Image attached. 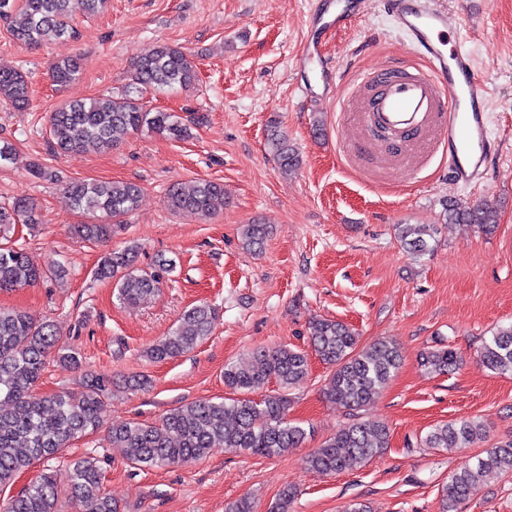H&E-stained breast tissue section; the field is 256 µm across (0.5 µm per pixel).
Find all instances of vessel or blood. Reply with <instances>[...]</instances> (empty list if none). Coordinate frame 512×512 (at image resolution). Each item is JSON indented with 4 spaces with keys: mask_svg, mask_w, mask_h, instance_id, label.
<instances>
[{
    "mask_svg": "<svg viewBox=\"0 0 512 512\" xmlns=\"http://www.w3.org/2000/svg\"><path fill=\"white\" fill-rule=\"evenodd\" d=\"M432 0H385L410 46L425 66L391 62L363 77L375 92L360 109L366 124L394 133V154L407 151L417 136L432 132L433 148L448 157L451 180L462 187L480 185L497 152L488 135V84L472 55L445 38V14Z\"/></svg>",
    "mask_w": 512,
    "mask_h": 512,
    "instance_id": "1",
    "label": "vessel or blood"
}]
</instances>
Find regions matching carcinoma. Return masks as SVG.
<instances>
[{
  "label": "carcinoma",
  "mask_w": 512,
  "mask_h": 512,
  "mask_svg": "<svg viewBox=\"0 0 512 512\" xmlns=\"http://www.w3.org/2000/svg\"><path fill=\"white\" fill-rule=\"evenodd\" d=\"M108 0H0V20L7 23L17 44L41 46L49 41L73 38V16L77 12L96 14ZM80 72L74 58L55 62L51 78L65 84ZM196 65L183 49L157 44L132 65L126 90L119 96H98L59 105L49 116L52 147L62 153L100 152L112 147L116 134H136L145 129L181 141L192 136V129L203 123L197 112L182 117L171 112L153 111L145 105L150 90H187L195 84ZM0 102L22 110L29 105L27 72L0 70ZM267 140L285 174L300 166L299 154L280 129L279 122H268ZM64 201L71 209L88 215L93 222L75 224L72 235L82 241L105 242L125 215L137 207L142 188L133 182L79 181L66 186ZM166 205L174 213L208 217L224 210V185L202 180L191 188L169 187ZM445 222L476 224L486 234L498 224L497 208L488 204L469 206L448 199L444 203ZM41 223L38 205L31 199H18L8 207L0 205V229L11 224ZM269 234L267 225H245L244 245L261 250ZM436 229L427 224H397L395 235L403 249L422 256L432 249ZM137 250H114L101 258L95 277L112 281L119 300L135 303L160 288L175 262L159 257L153 268L137 270ZM41 271L21 248L0 247V290L36 285ZM219 320V311L199 303L184 311L175 327L151 344L145 356L155 362L177 358L192 350L208 336ZM310 342L315 354L334 371L325 385L326 398L351 410L367 405L386 384L401 363L398 346L386 339L362 344L358 334L345 323L332 319L314 321ZM63 362L78 364L71 350L59 345L56 331L49 324L34 323L20 310L0 309V487L33 463L49 459L69 444L101 427L100 413L112 381L100 376L87 380L81 389L58 395L40 396L35 386L49 364L51 354ZM480 362L498 374L512 375V323L500 326L484 339L478 351ZM458 365L457 353L444 346L422 354L421 366L445 373ZM307 354L278 346L258 348L247 363L224 366V386L242 397L214 402L195 401L167 413L158 424L135 420L107 427L112 444L126 449L127 461L136 468H153L188 463L220 449L272 457L300 447L307 431L287 418L285 391L299 384L308 374ZM275 380L282 392L256 402L243 396L256 385ZM389 427L380 421H352L305 458L307 467L322 474L342 471L353 462L381 457L389 443ZM486 438L479 425L469 420H453L432 428L423 442L429 448H466ZM512 473V440L497 443L483 451L472 465L453 473L442 493L441 512H458L490 473ZM84 508V512H119L112 498L101 492V470L97 459L82 457L61 475L43 472L39 480L20 495L0 506V512H55L61 482Z\"/></svg>",
  "instance_id": "1"
}]
</instances>
